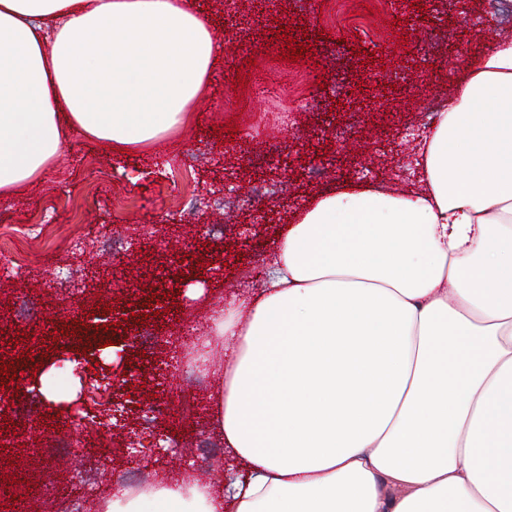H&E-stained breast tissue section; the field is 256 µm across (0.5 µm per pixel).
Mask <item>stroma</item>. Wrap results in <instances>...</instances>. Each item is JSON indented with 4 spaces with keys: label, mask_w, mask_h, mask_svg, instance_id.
Instances as JSON below:
<instances>
[{
    "label": "stroma",
    "mask_w": 512,
    "mask_h": 512,
    "mask_svg": "<svg viewBox=\"0 0 512 512\" xmlns=\"http://www.w3.org/2000/svg\"><path fill=\"white\" fill-rule=\"evenodd\" d=\"M308 13L281 16L280 0L227 20L217 0H193L211 20L218 40L235 28L238 44L225 49L185 127L141 150L114 152L108 142L69 133L61 155L31 184L0 199V236L12 239L21 265L0 285V350L18 375L5 382L14 412L0 417V439L32 435L38 446L24 463L13 448L0 450V475L23 476L48 512H67L92 489L113 487L118 472L97 450L112 427L96 423L110 391L99 387L103 372H122L134 362L165 355L174 368L162 387L169 408L184 396L199 399L193 418L167 419L176 449L158 456L153 439L142 434L132 446L127 470L211 482V464H225L221 444L210 430V395L216 377L209 364L180 339L183 327L210 321L215 309L244 290L273 251L284 224L312 196L335 190L342 181L371 183L380 156L414 155L427 120L418 87L437 73L452 89L463 53L481 51L498 37L508 18L488 12L478 37L459 27L473 0H453L452 13L424 14L419 0H310ZM440 31L444 44L424 45L423 24ZM285 37H277L279 26ZM303 42L302 59L286 58L288 40ZM324 75L323 86L308 76V64ZM345 81V92L332 88ZM281 144L274 161L264 155L271 141ZM236 192L220 191L224 181ZM264 184L270 194L243 201L241 193ZM88 243L71 253V243ZM156 240L158 259L190 256L209 264L223 249L221 277L201 273L179 280L178 291L162 303L165 315L138 324L131 351L102 347L98 359L77 366L54 345L80 316L106 306L118 288L144 291L141 268L145 242ZM105 274L101 287L88 282V270ZM201 284V298L189 286ZM29 339L19 340L20 331ZM53 363L44 382L61 401L49 404L33 381L36 365Z\"/></svg>",
    "instance_id": "35a3bbf8"
}]
</instances>
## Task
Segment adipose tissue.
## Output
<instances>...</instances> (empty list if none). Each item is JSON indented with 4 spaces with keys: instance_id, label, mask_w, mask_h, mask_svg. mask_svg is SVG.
I'll use <instances>...</instances> for the list:
<instances>
[{
    "instance_id": "ef3b65f1",
    "label": "adipose tissue",
    "mask_w": 512,
    "mask_h": 512,
    "mask_svg": "<svg viewBox=\"0 0 512 512\" xmlns=\"http://www.w3.org/2000/svg\"><path fill=\"white\" fill-rule=\"evenodd\" d=\"M223 52L188 0H0V197L68 129L125 152L180 128ZM458 72L418 188L315 196L216 311L211 427L238 474L97 512H512V38Z\"/></svg>"
}]
</instances>
